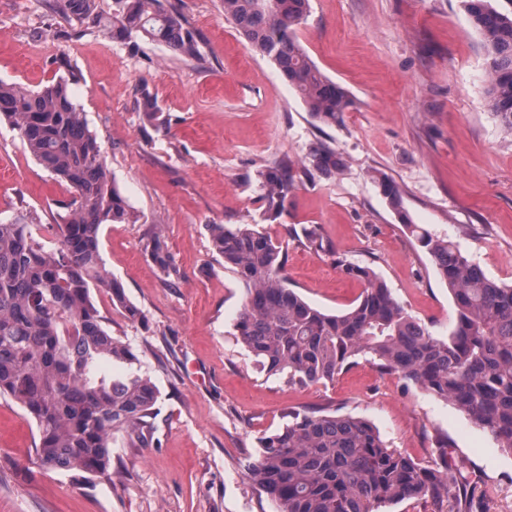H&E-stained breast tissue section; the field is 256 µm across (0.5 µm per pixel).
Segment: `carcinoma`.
<instances>
[{"instance_id": "obj_1", "label": "carcinoma", "mask_w": 512, "mask_h": 512, "mask_svg": "<svg viewBox=\"0 0 512 512\" xmlns=\"http://www.w3.org/2000/svg\"><path fill=\"white\" fill-rule=\"evenodd\" d=\"M223 2L224 15L276 64L310 116L327 126L341 123L353 99L317 67L296 34L310 0ZM463 2L487 56L488 108L512 135V9L498 11L487 0ZM49 7L70 24H103L116 41L144 37L185 60L202 57L193 29L163 0H113L107 19L98 14L97 0H50ZM75 81L73 72L38 90L0 81V116L72 195L54 249L36 241L29 225L0 222V397L18 403L34 421L41 469L110 480L116 435L130 448L153 445L158 390L130 344L103 328L91 298V289H102L129 320L142 318L102 262L101 225L130 224L135 217L71 93ZM142 112L164 126L156 99L143 97ZM342 167L334 149L319 145L299 167L284 160L260 169L267 218L282 216L301 177L314 171L333 176ZM377 180L448 286L457 309L453 332L445 338L430 334L376 273L350 263L313 231L305 232L303 245L328 252L345 276L364 284L343 312H326L288 286L285 253L259 225L210 224L213 249L245 289L234 324L237 339L259 371L281 375L290 385L331 382L363 357L455 405L512 454V285L488 278L453 241L412 223L396 183L384 173ZM147 248L168 272L159 235ZM107 364L122 372L106 371ZM258 444L248 474L274 512H382L426 498L438 505L466 480L448 461L441 471L420 466L351 415L292 411L280 430Z\"/></svg>"}]
</instances>
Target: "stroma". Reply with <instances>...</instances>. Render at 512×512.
<instances>
[{
  "label": "stroma",
  "instance_id": "1",
  "mask_svg": "<svg viewBox=\"0 0 512 512\" xmlns=\"http://www.w3.org/2000/svg\"><path fill=\"white\" fill-rule=\"evenodd\" d=\"M164 2L200 35L201 60L68 24L46 0H0V80L38 89L75 71V97L138 215L133 224L102 225L100 250L143 320L130 322L102 290L91 296L103 326L132 346L159 390L156 445L115 443L109 482L40 469L34 422L0 398V512H273L247 468L259 437L291 411L362 418L423 466L455 463L467 486L445 512H512V454L401 374L362 359L325 385L291 386L260 373L235 336L245 291L206 231L261 225L288 244L292 288L328 312L346 310L363 285L330 254L298 242L303 229H315L349 261L373 269L430 333L448 335L452 296L374 182L381 171L400 188L413 223L511 285L512 138L487 107V58L463 0H310L299 41L354 100L331 127L249 48L222 0ZM146 94L169 131L138 111ZM319 143L336 150L343 170L304 180L287 214L266 220L258 170L284 159L300 164ZM69 198L1 120L0 220L24 218L52 248ZM156 231L171 259L167 274L144 250Z\"/></svg>",
  "mask_w": 512,
  "mask_h": 512
}]
</instances>
